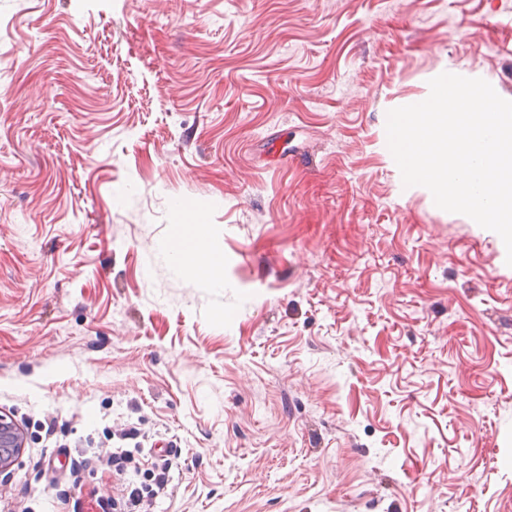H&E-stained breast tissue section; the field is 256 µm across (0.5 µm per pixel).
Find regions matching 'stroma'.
Instances as JSON below:
<instances>
[{
	"label": "stroma",
	"mask_w": 512,
	"mask_h": 512,
	"mask_svg": "<svg viewBox=\"0 0 512 512\" xmlns=\"http://www.w3.org/2000/svg\"><path fill=\"white\" fill-rule=\"evenodd\" d=\"M0 512H512V267L389 110L512 98V0H0ZM224 258L164 252L177 204ZM134 440H120L125 425ZM0 417L12 420L10 415L2 412ZM9 421L0 422V475L12 469L19 462L28 441L26 431L17 423ZM108 462L113 463L112 465H114L116 476L122 480L125 485L127 484V489L130 487L127 501L134 507L143 505L142 490L134 486V480L131 478V473L134 476H138V472H141L138 464L135 462V458L131 457V452L123 448H116V451L112 453ZM129 468H132V471H130ZM167 455L160 454L159 457L154 458L152 462V468L146 471H149V476L151 479V485L155 488L151 487L150 493L151 496H158L160 494H165L168 486L171 481L170 476V466L169 460L165 458Z\"/></svg>",
	"instance_id": "stroma-1"
}]
</instances>
